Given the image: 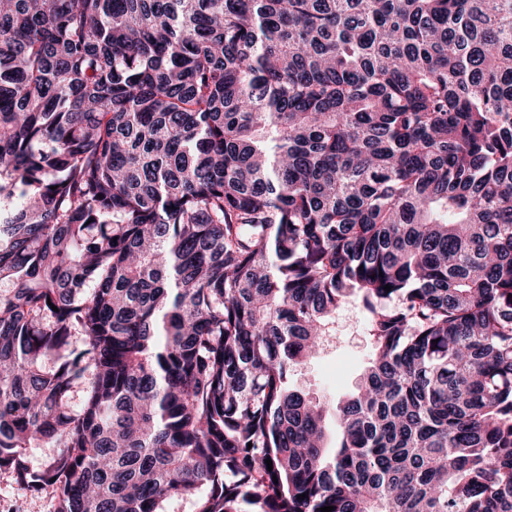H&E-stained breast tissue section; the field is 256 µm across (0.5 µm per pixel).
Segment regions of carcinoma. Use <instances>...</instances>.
Listing matches in <instances>:
<instances>
[{
	"label": "carcinoma",
	"instance_id": "cac0c4a2",
	"mask_svg": "<svg viewBox=\"0 0 512 512\" xmlns=\"http://www.w3.org/2000/svg\"><path fill=\"white\" fill-rule=\"evenodd\" d=\"M1 284L57 512H512V0H0ZM365 316L357 302L346 305L336 316V337L306 364L300 366L290 380L292 388L309 393L326 402V443L337 442L336 404L356 389L371 358V344L366 332Z\"/></svg>",
	"mask_w": 512,
	"mask_h": 512
}]
</instances>
